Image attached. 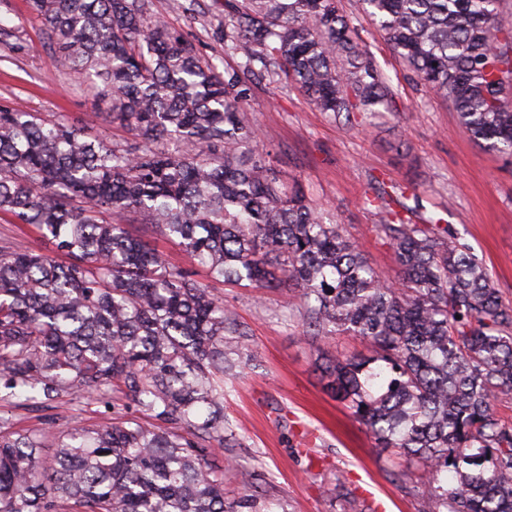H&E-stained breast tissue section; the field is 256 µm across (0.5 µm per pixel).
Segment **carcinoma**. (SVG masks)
<instances>
[{"instance_id":"cac0c4a2","label":"carcinoma","mask_w":512,"mask_h":512,"mask_svg":"<svg viewBox=\"0 0 512 512\" xmlns=\"http://www.w3.org/2000/svg\"><path fill=\"white\" fill-rule=\"evenodd\" d=\"M47 39L88 76L129 138L107 145L66 119L0 104V212L67 261L0 240V401L112 406V422L42 433L0 418V512H230L215 448L224 376L248 333L214 288L122 224L136 215L212 279L292 288L336 354L327 385L379 447L426 472L423 512H512V307L441 220L410 222L405 191L374 180L364 204L395 282L342 225L277 173L247 111L263 81L340 124L395 109L343 0H224L219 69L153 0H30ZM411 79L449 99L465 135L512 157V13L503 0H356ZM122 394L138 415L124 414Z\"/></svg>"}]
</instances>
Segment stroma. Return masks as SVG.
<instances>
[{
  "instance_id": "stroma-1",
  "label": "stroma",
  "mask_w": 512,
  "mask_h": 512,
  "mask_svg": "<svg viewBox=\"0 0 512 512\" xmlns=\"http://www.w3.org/2000/svg\"><path fill=\"white\" fill-rule=\"evenodd\" d=\"M183 0H153L154 11L194 40L202 56L229 66L211 30L224 0H200L195 14ZM353 25L391 79L397 110L373 126L347 128L318 112L294 91L257 84L250 117L259 144L276 148L281 179L297 186L315 207L327 209L359 241L369 262L393 274L389 247L374 231L375 216L362 204L374 178L416 188L413 222L436 214L485 262L487 273L512 306V159L486 151L462 132L451 103L416 90L404 64L362 14ZM0 103L43 117L67 118L92 139L122 141L109 118L94 117L92 97L48 42L27 0H0ZM249 335L245 366L224 379V417L236 447L213 450L224 472L227 501L237 512H421L425 477L396 474L402 460L376 447L372 436L327 389L325 358L368 353L345 336L305 332L302 302L286 288L218 284ZM18 427L57 429L111 422V408L51 402L14 409Z\"/></svg>"
}]
</instances>
